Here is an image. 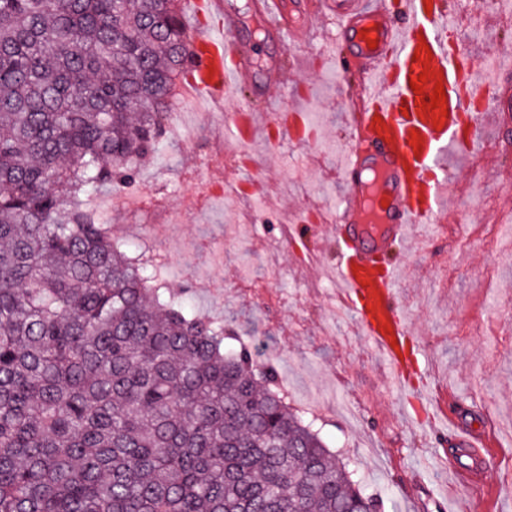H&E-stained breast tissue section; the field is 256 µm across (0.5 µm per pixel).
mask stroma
Segmentation results:
<instances>
[{"label": "stroma", "mask_w": 512, "mask_h": 512, "mask_svg": "<svg viewBox=\"0 0 512 512\" xmlns=\"http://www.w3.org/2000/svg\"><path fill=\"white\" fill-rule=\"evenodd\" d=\"M449 8L472 59H504L496 89L512 103V17L484 6L465 16L461 0ZM333 30L319 15V40L288 55L260 19L246 18L237 36L260 46L255 75L272 111H239L247 91H228L223 105H185L159 155L126 187L133 205L111 208L106 220L113 236L167 255L166 279L189 309L224 320L258 350L289 406L316 419L384 512H448L442 490L456 462L482 468L460 497L481 512H512V111L492 113L471 152L442 143L449 175L435 186L433 213L388 256L418 354L414 392L398 391L353 313L330 318L341 305L333 248L346 186L337 166L358 122L346 101L365 80L337 73L322 39ZM278 59L285 77L267 83ZM228 111L235 124L225 123ZM215 182L231 194L210 196ZM322 211L328 222H307ZM413 395L450 407L489 446L462 457L447 427L412 434L403 407Z\"/></svg>", "instance_id": "obj_1"}]
</instances>
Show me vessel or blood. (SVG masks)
<instances>
[{
    "instance_id": "1",
    "label": "vessel or blood",
    "mask_w": 512,
    "mask_h": 512,
    "mask_svg": "<svg viewBox=\"0 0 512 512\" xmlns=\"http://www.w3.org/2000/svg\"><path fill=\"white\" fill-rule=\"evenodd\" d=\"M204 8L215 23L195 40L187 80L218 101L227 87H251L256 47L228 39L241 22L230 0H206ZM320 10L336 27L337 71L355 68L372 78L382 73L391 87L385 95L367 87L366 136L343 159L348 192L337 205L344 237L336 242V285L398 385L410 361L404 318L390 286L393 271L373 274L371 260L426 220L414 202L425 184L419 170L434 164L431 143L446 134L457 144L471 142L485 114L497 111V100L487 84L475 81L474 63L454 45L444 0H321ZM254 12L283 45L315 35V13L301 0H256ZM417 79L423 87L418 94L410 86ZM439 84L444 108L422 107Z\"/></svg>"
}]
</instances>
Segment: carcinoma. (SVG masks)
Wrapping results in <instances>:
<instances>
[{
	"instance_id": "carcinoma-1",
	"label": "carcinoma",
	"mask_w": 512,
	"mask_h": 512,
	"mask_svg": "<svg viewBox=\"0 0 512 512\" xmlns=\"http://www.w3.org/2000/svg\"><path fill=\"white\" fill-rule=\"evenodd\" d=\"M192 47L176 0H0V512H382L89 215L158 154Z\"/></svg>"
}]
</instances>
